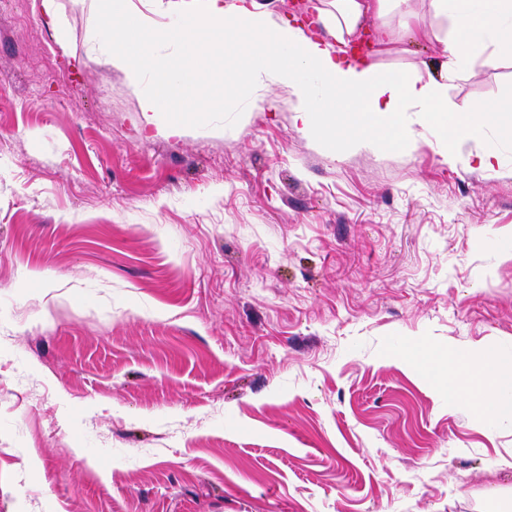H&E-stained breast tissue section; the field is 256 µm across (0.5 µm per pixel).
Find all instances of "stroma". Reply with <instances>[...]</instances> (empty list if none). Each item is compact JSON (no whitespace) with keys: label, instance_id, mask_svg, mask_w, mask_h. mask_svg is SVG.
<instances>
[{"label":"stroma","instance_id":"1","mask_svg":"<svg viewBox=\"0 0 512 512\" xmlns=\"http://www.w3.org/2000/svg\"><path fill=\"white\" fill-rule=\"evenodd\" d=\"M0 0V512H489L512 419L406 354L512 372V62L450 98L506 105L355 149L294 124L246 60L180 134L88 50L87 10ZM495 152L493 169L477 156Z\"/></svg>","mask_w":512,"mask_h":512}]
</instances>
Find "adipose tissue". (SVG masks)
Listing matches in <instances>:
<instances>
[{
  "mask_svg": "<svg viewBox=\"0 0 512 512\" xmlns=\"http://www.w3.org/2000/svg\"><path fill=\"white\" fill-rule=\"evenodd\" d=\"M95 23L90 40L102 48L103 62L132 83L150 76L139 97L144 113H170V134L180 132L179 114L208 112L224 100L220 85L201 86L198 63L224 45L228 27L243 28L236 42L255 79L292 89L294 122L313 132L334 112H349L359 127L350 142L380 146L384 134L409 137L407 113L443 135L449 155L458 154L476 122H496L497 103L449 100L448 87L474 66L495 69L512 56V0H313L316 30L299 20L273 18L260 0H166L177 23L168 32L152 30L133 17L131 0H91ZM380 30V45L432 43L440 52L426 69L384 68L345 55L360 31ZM179 45L187 64L170 65L162 49ZM422 370L445 369L448 394L477 414L512 417V375L491 353L461 361L454 350L413 356Z\"/></svg>",
  "mask_w": 512,
  "mask_h": 512,
  "instance_id": "adipose-tissue-1",
  "label": "adipose tissue"
}]
</instances>
